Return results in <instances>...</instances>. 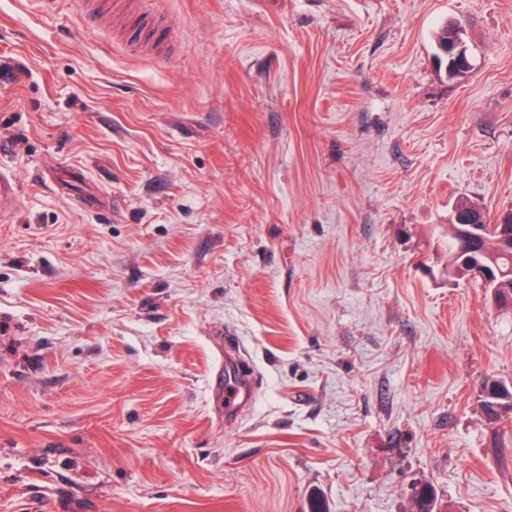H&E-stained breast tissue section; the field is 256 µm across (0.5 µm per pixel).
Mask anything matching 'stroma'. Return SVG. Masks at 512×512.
<instances>
[{"label": "stroma", "instance_id": "obj_1", "mask_svg": "<svg viewBox=\"0 0 512 512\" xmlns=\"http://www.w3.org/2000/svg\"><path fill=\"white\" fill-rule=\"evenodd\" d=\"M137 6L160 52L132 15L0 0V512H415L419 481L512 512L478 403L512 310L425 261L459 197L512 209V0ZM228 326L258 378L232 426ZM138 27L141 32L140 36H142L140 47L159 48L164 46L167 38L157 34L156 20L150 13L143 12L140 15ZM21 197V185L17 178L0 168V220L4 221L16 210Z\"/></svg>", "mask_w": 512, "mask_h": 512}]
</instances>
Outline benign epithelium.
Segmentation results:
<instances>
[{
  "label": "benign epithelium",
  "mask_w": 512,
  "mask_h": 512,
  "mask_svg": "<svg viewBox=\"0 0 512 512\" xmlns=\"http://www.w3.org/2000/svg\"><path fill=\"white\" fill-rule=\"evenodd\" d=\"M442 53L460 59L465 67H471L468 48L464 42H454L442 50ZM477 219L469 213H463L452 207V213L448 218V231L458 241V248L448 253V279L466 276L471 280H478L485 289L486 299L495 309H509L512 304L501 302L495 294V278L505 277L512 271L501 268L495 259V255L486 248L474 245L477 237Z\"/></svg>",
  "instance_id": "1"
}]
</instances>
